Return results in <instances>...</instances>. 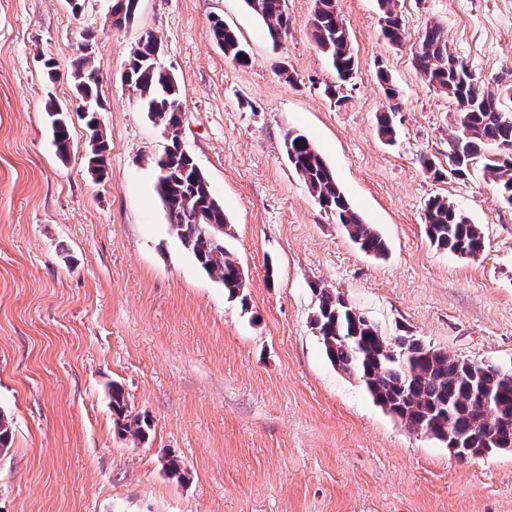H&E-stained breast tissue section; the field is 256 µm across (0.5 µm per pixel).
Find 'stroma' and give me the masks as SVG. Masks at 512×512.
<instances>
[{
    "label": "stroma",
    "mask_w": 512,
    "mask_h": 512,
    "mask_svg": "<svg viewBox=\"0 0 512 512\" xmlns=\"http://www.w3.org/2000/svg\"><path fill=\"white\" fill-rule=\"evenodd\" d=\"M286 4L275 43L243 0H139L120 27L110 0L78 14L67 0H0V412L13 424L0 512H512V450L461 459L408 429L329 362L312 324L315 286L334 288L385 335L512 369V206L480 165L459 179L425 169L426 157L448 166L454 104L414 63L436 23L449 53L512 87V0H396L397 46L377 0H335L357 62L340 106L323 94L334 75L313 36L315 0ZM216 17L248 65L217 47ZM149 32L180 87L183 145L224 206L242 298L198 266L155 194L166 140L123 80ZM86 38L102 79V177L70 77ZM383 73L399 90L391 144L378 133ZM50 99L70 111L64 160ZM291 131L321 153L386 258L311 195L285 153ZM435 196L481 225L483 254L431 245ZM116 385L145 438L117 426ZM172 457L183 477L167 473Z\"/></svg>",
    "instance_id": "obj_1"
}]
</instances>
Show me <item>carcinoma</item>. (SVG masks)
Returning <instances> with one entry per match:
<instances>
[{
    "mask_svg": "<svg viewBox=\"0 0 512 512\" xmlns=\"http://www.w3.org/2000/svg\"><path fill=\"white\" fill-rule=\"evenodd\" d=\"M246 7L267 25L273 41L288 34L286 0H244ZM139 0H112V23L130 22ZM395 0H378L383 14L382 33L392 45L403 40L401 19L394 9ZM314 38L321 53L336 72L337 83L328 84L324 93L340 104L347 99L342 86L353 75L355 58L348 31L335 9V0H316ZM215 43L224 56L246 65L249 53L238 33L215 19L212 23ZM161 40L148 34L129 57L126 81L136 93L147 117L163 128L176 125L180 109L178 83L163 72L156 61ZM415 66L423 79L454 100L457 132L448 142V171L434 170L442 177L467 175L476 160L496 184L504 202L512 205V114L504 111L501 93L484 84L468 65L448 52L445 31L433 23L420 36ZM71 77L79 98L99 97V76L93 65V53L77 49L72 60ZM45 111L51 118L54 143L59 157L70 149L68 109L48 100ZM167 145L166 181L155 185L164 203L170 224L183 231L180 241L199 266L224 286L233 298L243 288L239 263L224 244L226 218L223 205L212 195L209 182L194 158L181 150L175 140ZM284 146L289 163L302 175L311 194L342 225L362 251L377 257L387 246L373 225L350 206L330 168L315 146L302 134L291 132ZM93 170L104 172L105 142L95 137L88 143ZM424 232L439 250L466 257H477L485 250L480 225L445 197L426 203ZM317 307L313 325L321 332L329 361L344 372L356 374L372 399L386 406L395 417L413 431L432 433L443 441L439 430L451 432L464 448H512V370L493 364L456 359L425 345L413 336H387L356 310L348 299L333 288H315ZM492 400L495 414L485 413ZM112 410L121 429L134 439L145 435L143 422L130 418L124 393L112 388Z\"/></svg>",
    "mask_w": 512,
    "mask_h": 512,
    "instance_id": "1",
    "label": "carcinoma"
}]
</instances>
